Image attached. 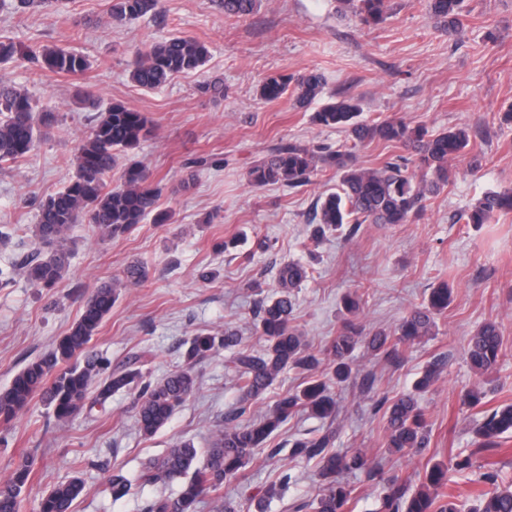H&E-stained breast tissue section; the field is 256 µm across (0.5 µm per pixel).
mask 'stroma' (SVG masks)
<instances>
[{
    "instance_id": "35a3bbf8",
    "label": "stroma",
    "mask_w": 512,
    "mask_h": 512,
    "mask_svg": "<svg viewBox=\"0 0 512 512\" xmlns=\"http://www.w3.org/2000/svg\"><path fill=\"white\" fill-rule=\"evenodd\" d=\"M163 4V21L112 25L111 0H70L58 17L0 9V40L37 49L64 45L90 61L78 77L56 76L21 59L0 63V80L26 88L58 117L35 152L0 167V230L9 234L0 244V270L11 271L34 251L39 203L72 179L76 139L113 101L152 119L154 133L135 154L161 181L157 210L171 215L169 223L148 219L112 239L79 222L69 232L70 267L57 288H35L21 276L0 282V390L68 331L100 283L123 277L134 262L146 267V281L122 290L90 343L112 364L142 354L156 381L183 368L190 336L228 326L240 331L246 348L262 350L254 304L273 297L279 264L294 259L312 276L295 293L293 324L318 348L340 330L348 291L364 295L354 321L367 332L393 328L441 282L451 286L452 302L437 319V335L406 347L399 363L375 362L357 348L353 376L336 391V419L305 413L288 419L270 441L278 456L257 455L241 482L225 486L224 497L241 512H294V504L316 495L318 465L292 457L290 444L328 430L336 433L335 448L362 450L382 471L414 476L420 460L385 447V420L374 403L411 392L436 360L443 363L441 377L418 396L430 450L441 459L470 449L482 415L461 398L480 382L462 353L488 321L499 324L503 345L490 383L480 385L489 407L512 403V214L488 224L460 219L485 192L512 188V125L501 121L512 106V0H466L458 38L429 17L424 0H389L386 20L374 28L339 11L336 0H257L254 13L239 19L225 18L216 0ZM174 34L206 43L204 66L157 90L137 87L129 76L137 50ZM311 69L324 75L325 97H355L363 118L402 116L433 132L469 129V146L449 163L447 185L429 197L421 217L365 224L350 239L330 232L313 243V206L335 185V172H320L297 188L248 184L249 168L278 143L345 141V133L313 125L292 96L268 102L259 95L269 75ZM210 81L221 82L222 93L200 94L199 85ZM230 357L220 347L195 363L194 393L150 437L138 430L133 393H115L105 406L64 423L34 399L14 420L8 447L0 446V476L14 455L34 454L23 512H34L42 494L74 476L84 490L73 512H143L158 497H176V482L136 485L118 500L102 488L115 474L134 478L144 462L178 441L209 447L225 415L240 404ZM369 372L375 382L364 394ZM272 485L279 496L262 503Z\"/></svg>"
}]
</instances>
